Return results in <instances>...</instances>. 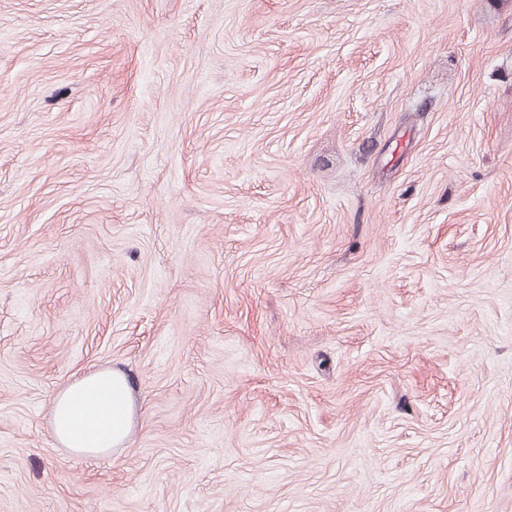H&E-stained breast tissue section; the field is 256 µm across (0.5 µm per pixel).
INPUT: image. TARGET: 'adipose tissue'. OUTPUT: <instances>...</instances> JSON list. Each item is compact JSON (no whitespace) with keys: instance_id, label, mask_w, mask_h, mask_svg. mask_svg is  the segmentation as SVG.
<instances>
[{"instance_id":"obj_1","label":"adipose tissue","mask_w":512,"mask_h":512,"mask_svg":"<svg viewBox=\"0 0 512 512\" xmlns=\"http://www.w3.org/2000/svg\"><path fill=\"white\" fill-rule=\"evenodd\" d=\"M134 413L126 377L111 369L92 371L53 396L52 434L75 453L106 454L127 445Z\"/></svg>"}]
</instances>
